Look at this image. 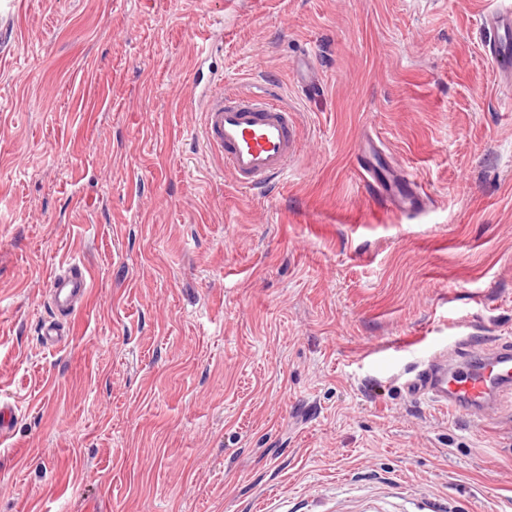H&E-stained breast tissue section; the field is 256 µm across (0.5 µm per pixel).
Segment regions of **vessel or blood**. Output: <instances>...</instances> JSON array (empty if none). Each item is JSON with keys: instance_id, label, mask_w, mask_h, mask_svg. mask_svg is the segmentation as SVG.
Wrapping results in <instances>:
<instances>
[{"instance_id": "vessel-or-blood-1", "label": "vessel or blood", "mask_w": 512, "mask_h": 512, "mask_svg": "<svg viewBox=\"0 0 512 512\" xmlns=\"http://www.w3.org/2000/svg\"><path fill=\"white\" fill-rule=\"evenodd\" d=\"M486 50L497 69L512 77V11L486 15L482 21ZM207 54H200L189 105L204 114L203 137L220 155L235 183L249 190L262 189L285 176L297 150L298 116L267 86L253 91L223 90L224 76L205 71ZM373 147H365L357 165L364 191L379 203L410 213L418 212L423 194L412 183L382 177L373 162ZM89 272L79 262L51 274L44 296L57 312L45 322L41 336L48 345L64 342L66 323L89 294ZM412 393L426 395L440 409L480 414L491 402L512 394V347L500 346L491 356L465 370L428 372L410 385Z\"/></svg>"}]
</instances>
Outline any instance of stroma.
<instances>
[{
  "label": "stroma",
  "instance_id": "obj_1",
  "mask_svg": "<svg viewBox=\"0 0 512 512\" xmlns=\"http://www.w3.org/2000/svg\"><path fill=\"white\" fill-rule=\"evenodd\" d=\"M512 0H0V512H512V400L412 394L512 344ZM269 81L288 175L240 189L187 108ZM309 54L319 85L304 90ZM419 183L364 196L362 140ZM90 272L65 343L39 300ZM486 50L497 69L506 78L512 77V11L495 12L482 20ZM375 155L374 148L366 141L363 159L359 160L357 165L364 191L386 207L410 213L418 212L424 203L423 194L414 184L397 179L394 174L386 178L380 176L371 160Z\"/></svg>",
  "mask_w": 512,
  "mask_h": 512
}]
</instances>
